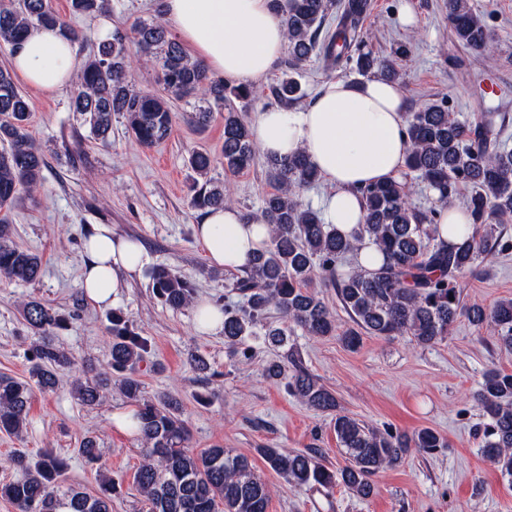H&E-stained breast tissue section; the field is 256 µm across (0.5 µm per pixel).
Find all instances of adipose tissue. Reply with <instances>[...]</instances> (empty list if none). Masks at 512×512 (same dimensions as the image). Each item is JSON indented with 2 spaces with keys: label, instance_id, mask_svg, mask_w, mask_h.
<instances>
[{
  "label": "adipose tissue",
  "instance_id": "obj_1",
  "mask_svg": "<svg viewBox=\"0 0 512 512\" xmlns=\"http://www.w3.org/2000/svg\"><path fill=\"white\" fill-rule=\"evenodd\" d=\"M164 10L195 57L241 85L263 79L287 43L271 0H165ZM12 67L24 82L56 93L75 70L72 43L58 29L35 27L14 52ZM404 115L397 83L374 78L354 85L336 79L309 106L260 113L253 134L265 155L309 156L320 178L334 188L325 200L326 223L349 234L363 217L358 188L400 179L405 170ZM196 233L210 262L232 271L246 267L270 239L268 224L246 220L231 205L205 214ZM150 261L141 243L96 225L84 245L81 287L98 306L111 305L120 288L140 277Z\"/></svg>",
  "mask_w": 512,
  "mask_h": 512
}]
</instances>
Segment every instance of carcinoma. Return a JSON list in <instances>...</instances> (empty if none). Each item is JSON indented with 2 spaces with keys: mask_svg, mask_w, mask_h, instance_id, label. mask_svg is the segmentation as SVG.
Masks as SVG:
<instances>
[{
  "mask_svg": "<svg viewBox=\"0 0 512 512\" xmlns=\"http://www.w3.org/2000/svg\"><path fill=\"white\" fill-rule=\"evenodd\" d=\"M369 6L370 0H341L336 27L330 32L326 30L330 0H273L287 33L288 65L295 68L316 53L330 66L354 59L364 75L374 70L385 79H397L407 46L379 58L364 50V41L358 39ZM105 7L106 0H71L72 12L86 18L96 17ZM448 20L467 47L479 54L493 52V40L469 0H448ZM34 25L56 27L66 38H78L50 0H0L1 42L14 51L19 49ZM130 42L157 67L159 90L134 88ZM200 89L205 90L207 99L194 112L197 124H207L213 109L224 110V170L239 173L249 169L257 145L252 128L234 102L248 103L257 94L256 88L213 77L158 22L117 27L109 38L92 43L72 91L71 108L91 137L102 144L109 143L112 116L119 115L141 145L155 147L171 134V100L190 99ZM268 91L283 107L303 97L301 84L286 72ZM29 119L27 96L12 72L1 67V283L33 282L42 268L39 254L14 242L10 219L21 195L32 193L44 180L46 162L30 136ZM511 122L507 112H486L462 124L450 117L442 102L409 113L406 168L436 192L439 207L428 211L413 207L409 185L402 181L369 184L359 189L363 223L349 235L324 223L320 213L304 205L301 191L318 178L306 155L269 159L276 191L265 197L261 220L270 226V242L231 284L245 299V307H224V344L230 355L251 358L248 341L252 339L272 345L287 341L284 327L269 325L260 337L254 331L271 307L280 312L285 324L309 336L340 333L324 298L311 290L316 279L334 288L353 323L340 333L351 348L357 347L364 335H407L419 345L432 346L446 340L450 328L464 314L477 327L493 324L498 341L512 349V299L501 300L488 310L467 307L458 288V279L471 272L478 260L506 249L498 229L512 217V151L505 148L503 140ZM189 164L197 175L190 188L193 209L203 214L230 203L224 185L209 177V153L193 151ZM464 190L471 221L448 226L459 237L457 243L450 244L440 239L437 218L440 209L453 205ZM365 239L382 254V264L371 270H340L342 261ZM153 285L156 295L172 309L188 306L195 294L191 280L165 267L154 271ZM21 314L26 327L37 336L29 348L30 380L0 375V431L17 438L27 426L33 386L54 389L58 374L73 364L49 336L51 329L62 326L63 317L36 299L23 303ZM110 334V359L105 367L91 381L75 380L73 389L83 404L95 405L115 379L124 394L138 403L143 461L134 483L146 512H267L273 489L248 457L221 446L194 451L178 401L142 397L137 368L150 353L149 337L120 314L112 315ZM264 375L312 408H336L332 392L293 357L288 364L267 362ZM476 401L489 418L482 455L512 480V373L486 372ZM334 431L347 454L346 465L336 470L323 465L315 449L284 454L277 448H260L258 453L272 471L295 487L330 490L342 484L367 498L375 490L372 476L400 462L410 449L430 453L446 447L443 436L429 428L408 436L390 429H369L346 414L336 415ZM77 453L98 473V492L90 494L64 485L66 459L43 450L35 455L18 453L11 459L16 475L0 483V497L13 503L18 512H112V497L121 494L122 481L113 478L102 462L96 437H84Z\"/></svg>",
  "mask_w": 512,
  "mask_h": 512,
  "instance_id": "obj_1",
  "label": "carcinoma"
}]
</instances>
